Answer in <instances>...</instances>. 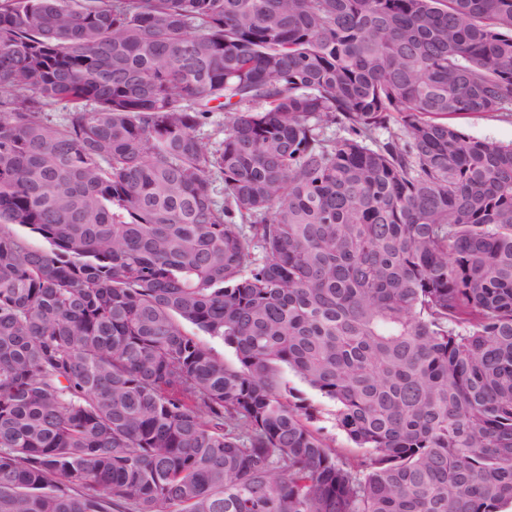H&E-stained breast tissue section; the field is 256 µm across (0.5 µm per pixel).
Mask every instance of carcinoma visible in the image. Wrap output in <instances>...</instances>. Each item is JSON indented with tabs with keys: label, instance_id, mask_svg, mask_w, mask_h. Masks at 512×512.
<instances>
[{
	"label": "carcinoma",
	"instance_id": "cac0c4a2",
	"mask_svg": "<svg viewBox=\"0 0 512 512\" xmlns=\"http://www.w3.org/2000/svg\"><path fill=\"white\" fill-rule=\"evenodd\" d=\"M472 113L512 115V0H0V512L512 503ZM288 386L306 398L312 404L321 408L320 419L313 423L319 429L320 436L339 453L343 462L356 464L365 454L363 449L354 448L347 440L345 434L336 427L335 406L315 391L311 390L292 374H288Z\"/></svg>",
	"mask_w": 512,
	"mask_h": 512
}]
</instances>
